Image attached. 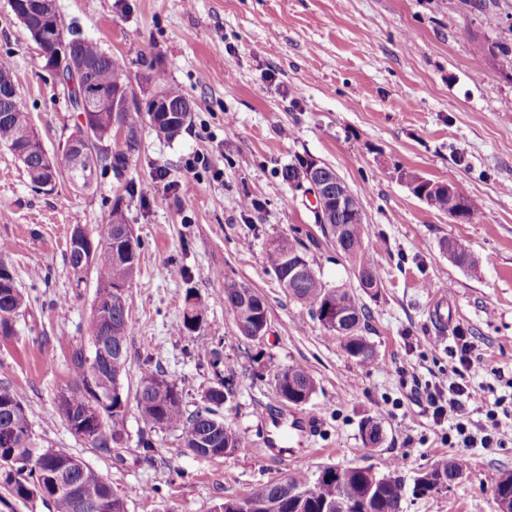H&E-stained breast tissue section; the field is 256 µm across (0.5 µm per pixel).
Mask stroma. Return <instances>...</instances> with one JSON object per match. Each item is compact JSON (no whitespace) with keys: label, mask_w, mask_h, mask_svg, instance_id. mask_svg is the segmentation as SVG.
I'll return each instance as SVG.
<instances>
[{"label":"stroma","mask_w":512,"mask_h":512,"mask_svg":"<svg viewBox=\"0 0 512 512\" xmlns=\"http://www.w3.org/2000/svg\"><path fill=\"white\" fill-rule=\"evenodd\" d=\"M65 26L124 62L133 94L147 100L155 74L194 108L173 140L141 125L122 176L98 172L91 188L59 177L45 192L0 145V261L27 305L15 333L0 336V382L22 400L41 446L84 460L127 498V512H213L229 496L331 464L398 470L405 485L438 458L467 456L462 479L440 493H406L402 512H496L490 480L512 473V416L494 448H452L453 417L434 421L426 396L448 375L476 394L471 413L512 393V0H56ZM486 46L474 51L475 43ZM0 58L48 153L77 128L9 0H0ZM201 161L194 171L184 162ZM333 167L358 193L381 285L360 288L350 261L315 224L313 197L281 172L297 158ZM463 183L480 218L457 223L415 197L395 168ZM121 203L140 241L128 290L129 437L102 456L52 421L72 377L73 351L89 348L94 275L76 281L67 251L74 225L88 234ZM278 234L298 239L332 286L351 289L367 312L362 334L376 360L349 358L312 305L281 287L265 259ZM469 242L476 266L448 258ZM239 284L266 302L268 332L243 336L224 307ZM204 305L197 332H180L186 295ZM472 361L449 356L459 337ZM224 362L215 374L213 355ZM305 367L316 391L283 403L276 372ZM161 368L195 410L224 383L222 414L243 439L229 456L204 459L175 430L154 432L134 400L144 367ZM379 423L366 447L361 424ZM288 446L285 456L275 448Z\"/></svg>","instance_id":"35a3bbf8"}]
</instances>
